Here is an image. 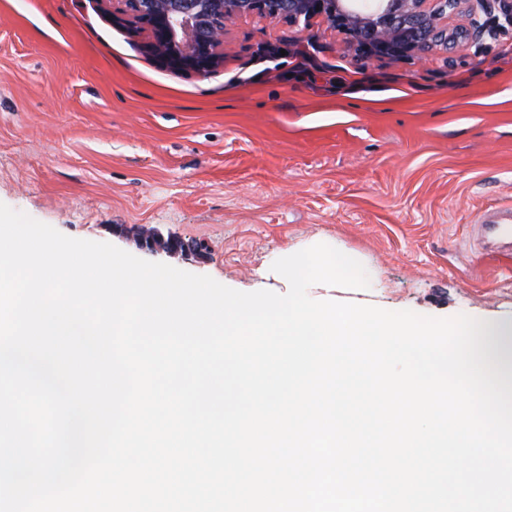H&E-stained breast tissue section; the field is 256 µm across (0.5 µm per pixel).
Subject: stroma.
Instances as JSON below:
<instances>
[{"label": "stroma", "mask_w": 512, "mask_h": 512, "mask_svg": "<svg viewBox=\"0 0 512 512\" xmlns=\"http://www.w3.org/2000/svg\"><path fill=\"white\" fill-rule=\"evenodd\" d=\"M0 203L242 292L286 293L272 263L326 243L370 286L313 299L508 320L512 256L470 224L512 204V37L365 64L323 24L246 20L202 77L102 0H0Z\"/></svg>", "instance_id": "obj_1"}]
</instances>
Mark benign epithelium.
Wrapping results in <instances>:
<instances>
[{"label":"benign epithelium","mask_w":512,"mask_h":512,"mask_svg":"<svg viewBox=\"0 0 512 512\" xmlns=\"http://www.w3.org/2000/svg\"><path fill=\"white\" fill-rule=\"evenodd\" d=\"M166 66L207 76L224 63V40L247 19L344 36L364 63L418 60L431 50L512 29V0H110Z\"/></svg>","instance_id":"7a95c632"}]
</instances>
